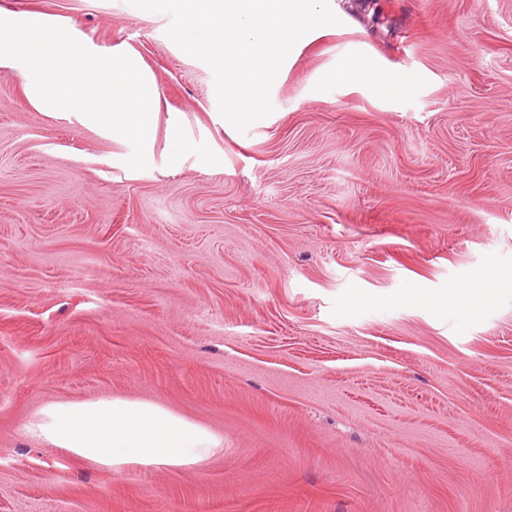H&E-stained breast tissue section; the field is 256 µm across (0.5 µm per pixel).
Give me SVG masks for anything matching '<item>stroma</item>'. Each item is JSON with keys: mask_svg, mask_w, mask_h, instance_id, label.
<instances>
[{"mask_svg": "<svg viewBox=\"0 0 512 512\" xmlns=\"http://www.w3.org/2000/svg\"><path fill=\"white\" fill-rule=\"evenodd\" d=\"M380 2L241 133L169 15L0 0L130 47L160 98L133 170L0 68V512H512V0ZM352 51L416 90L332 82ZM112 397L224 446L116 474L23 431Z\"/></svg>", "mask_w": 512, "mask_h": 512, "instance_id": "1", "label": "stroma"}]
</instances>
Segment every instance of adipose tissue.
<instances>
[{"instance_id": "1", "label": "adipose tissue", "mask_w": 512, "mask_h": 512, "mask_svg": "<svg viewBox=\"0 0 512 512\" xmlns=\"http://www.w3.org/2000/svg\"><path fill=\"white\" fill-rule=\"evenodd\" d=\"M333 79L362 86L377 97L403 98L414 90L413 78L384 72L363 56L344 58ZM24 431L32 439L116 473L195 468L224 444L212 431L161 405L125 398L50 403L25 424Z\"/></svg>"}]
</instances>
